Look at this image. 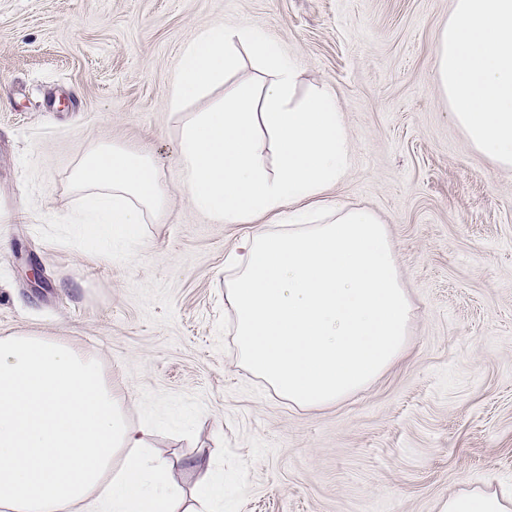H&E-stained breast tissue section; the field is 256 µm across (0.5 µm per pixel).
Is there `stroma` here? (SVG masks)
<instances>
[{
  "label": "stroma",
  "mask_w": 512,
  "mask_h": 512,
  "mask_svg": "<svg viewBox=\"0 0 512 512\" xmlns=\"http://www.w3.org/2000/svg\"><path fill=\"white\" fill-rule=\"evenodd\" d=\"M452 0H0V337L34 333L95 356L157 424L191 492L202 455L224 512H434L463 484L512 482V168L472 148L431 73ZM210 24L259 25L335 90L354 151L330 199L372 210L413 307L405 356L323 408L280 397L242 362L224 300L246 224L181 191L182 47ZM150 157L167 198L122 258L81 236L79 159ZM38 265L46 280L28 278Z\"/></svg>",
  "instance_id": "1"
}]
</instances>
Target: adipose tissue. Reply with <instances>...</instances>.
<instances>
[{"label": "adipose tissue", "mask_w": 512, "mask_h": 512, "mask_svg": "<svg viewBox=\"0 0 512 512\" xmlns=\"http://www.w3.org/2000/svg\"><path fill=\"white\" fill-rule=\"evenodd\" d=\"M248 48L265 66L259 84L227 81ZM434 81L468 143L512 167V0H454L437 33ZM298 72L258 25L199 30L183 47L167 107L183 113L177 155L182 191L218 224L251 231L234 255L224 296L250 370L306 408L366 387L406 349L412 307L384 224L366 208L311 204L347 173L353 144L336 94L312 89L295 102ZM215 84L224 98L184 114ZM73 181L89 238H135L166 208L158 169L112 146L86 153ZM287 215L272 232L261 215ZM131 394L74 345L26 334L0 338V507L6 512H178L181 492L151 449V421L130 425ZM438 512H512V492L462 488Z\"/></svg>", "instance_id": "ef3b65f1"}]
</instances>
